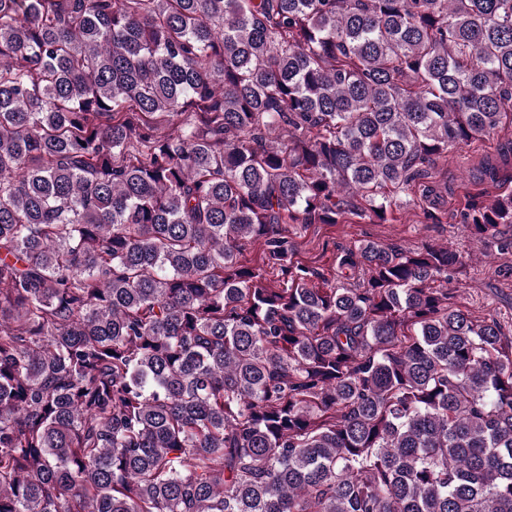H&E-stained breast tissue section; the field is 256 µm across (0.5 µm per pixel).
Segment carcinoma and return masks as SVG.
Masks as SVG:
<instances>
[{
    "label": "carcinoma",
    "mask_w": 512,
    "mask_h": 512,
    "mask_svg": "<svg viewBox=\"0 0 512 512\" xmlns=\"http://www.w3.org/2000/svg\"><path fill=\"white\" fill-rule=\"evenodd\" d=\"M506 122L512 0H0V512H512L461 254L316 288L287 236L434 203ZM462 217L512 248V192ZM266 250L261 242H248L239 255L240 262L251 267L260 268L271 282L281 278L278 266H273L266 258Z\"/></svg>",
    "instance_id": "carcinoma-1"
}]
</instances>
